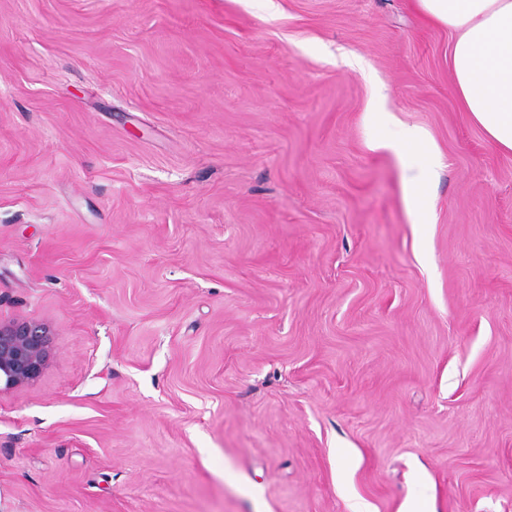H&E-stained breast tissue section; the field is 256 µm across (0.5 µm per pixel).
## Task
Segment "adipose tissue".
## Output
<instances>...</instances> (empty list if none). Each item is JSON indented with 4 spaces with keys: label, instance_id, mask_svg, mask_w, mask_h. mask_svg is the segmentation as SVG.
I'll return each mask as SVG.
<instances>
[{
    "label": "adipose tissue",
    "instance_id": "obj_1",
    "mask_svg": "<svg viewBox=\"0 0 512 512\" xmlns=\"http://www.w3.org/2000/svg\"><path fill=\"white\" fill-rule=\"evenodd\" d=\"M430 22L447 27L455 37L448 53L460 106L487 139L512 152V0H415ZM375 120L391 126L379 148L396 153L407 174V204L414 213L424 207L421 184L442 167L440 154L427 147L418 128L397 122L386 112Z\"/></svg>",
    "mask_w": 512,
    "mask_h": 512
}]
</instances>
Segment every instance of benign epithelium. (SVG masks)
Wrapping results in <instances>:
<instances>
[{
	"label": "benign epithelium",
	"mask_w": 512,
	"mask_h": 512,
	"mask_svg": "<svg viewBox=\"0 0 512 512\" xmlns=\"http://www.w3.org/2000/svg\"><path fill=\"white\" fill-rule=\"evenodd\" d=\"M51 336V327L40 321H0V392L21 389L41 376L49 361Z\"/></svg>",
	"instance_id": "benign-epithelium-1"
}]
</instances>
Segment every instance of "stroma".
Masks as SVG:
<instances>
[{"instance_id":"obj_1","label":"stroma","mask_w":512,"mask_h":512,"mask_svg":"<svg viewBox=\"0 0 512 512\" xmlns=\"http://www.w3.org/2000/svg\"><path fill=\"white\" fill-rule=\"evenodd\" d=\"M415 0H0V512H512V153ZM444 158L415 223L378 93ZM51 336V327L40 321H0V393L26 387L41 376L49 361Z\"/></svg>"}]
</instances>
